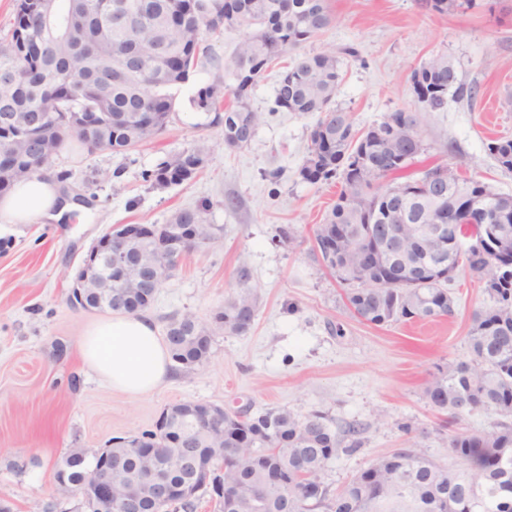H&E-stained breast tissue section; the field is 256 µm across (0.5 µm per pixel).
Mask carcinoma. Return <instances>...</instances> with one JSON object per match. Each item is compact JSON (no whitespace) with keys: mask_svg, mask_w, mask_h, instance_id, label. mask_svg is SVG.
<instances>
[{"mask_svg":"<svg viewBox=\"0 0 512 512\" xmlns=\"http://www.w3.org/2000/svg\"><path fill=\"white\" fill-rule=\"evenodd\" d=\"M136 13L147 8L145 19L134 29L112 23L115 5ZM36 5L17 0L11 38L0 42V68L37 71L40 77L57 81L52 96H39L27 82L5 90L0 87V112L14 117L15 147L36 133L28 121L36 112L44 113L46 126L61 129L83 112H97L95 125L76 135L92 150L123 154L150 141L170 122L173 99L169 89L187 81L200 63L203 32L223 33L214 16L234 11L239 16L236 30L242 32L232 57L224 62L220 84H211L193 99L197 109L214 113L211 124L224 132L228 148H241L253 138L261 114L237 96L239 79L245 74L259 80L275 56L299 50L303 44L328 29L334 22L327 0H58V8L81 22L79 39L51 40L37 23ZM112 67V81L104 82L102 58ZM340 81L338 60L332 52L302 53L283 72L275 88V109L301 114L320 113L310 141L317 147L319 162L315 172L302 166L301 176L310 183L341 178L336 203L316 225L314 239L323 226L341 228L347 235L338 261L325 267L346 285L350 312L374 326L437 319L454 315L448 305V282L428 276L415 282L374 288L350 272L360 261V249L374 224L387 223L389 193L408 189L406 224L457 222L458 202L469 196L496 197L490 204L488 223L512 226V194L495 192L482 182L459 179L438 198L421 188L420 179L406 173L415 158L424 153L423 142L403 145L394 138L418 116L397 111L378 126L386 136L377 138L355 128L347 112L332 107ZM413 81L432 91L418 102L424 112L444 108L448 95H473L458 78L454 64L446 56H434L413 72ZM234 95V103L221 106L224 96ZM488 151L498 165L512 171V139H495ZM357 153L363 166L352 169L349 155ZM207 150L202 144L160 162L143 174L157 188L178 186L197 177L205 168ZM35 173L29 162L10 159L0 163V196L18 181ZM394 177L398 182L379 191L374 183ZM184 224L198 225L201 245L217 240L206 218V208L175 211L165 227L177 232ZM448 270L469 271L484 282L487 302L470 314L468 343L470 360L450 363L427 380L423 396L433 410L458 423L479 410H493L512 417V240L487 265L477 268L458 251H447ZM112 290L125 294L116 312L137 314L151 302L136 291L134 279L122 280L112 268ZM257 297L242 288L224 301L214 316L215 327L202 324L189 313L176 314L166 326V341L175 368L194 369L208 356L194 344L197 336L213 335L214 329L247 334L257 316ZM194 403L178 407L174 425L188 434L190 442L202 444L206 437L191 425ZM242 427L257 433L252 442H243L237 424L224 429V451L212 453L198 464L208 486L219 481L236 490L241 512H512V424L502 422L490 434L456 430L448 446L457 468L435 463L416 448H400L380 457L357 473L343 488L332 491L322 481L329 464L341 454H351L361 446L359 430L350 426L338 432L320 411L299 415L286 407L267 409L257 415H242ZM162 434L151 431L128 438L125 447L113 456L115 484L123 488L137 481L144 471L157 469L166 482L179 486L193 476L192 462L172 458ZM96 454L73 450L61 463L68 465L74 482L96 461ZM282 471L288 482V496L267 486V476ZM195 499L147 503V512L181 509L194 512Z\"/></svg>","mask_w":512,"mask_h":512,"instance_id":"1","label":"carcinoma"}]
</instances>
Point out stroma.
I'll use <instances>...</instances> for the list:
<instances>
[{"label": "stroma", "instance_id": "35a3bbf8", "mask_svg": "<svg viewBox=\"0 0 512 512\" xmlns=\"http://www.w3.org/2000/svg\"><path fill=\"white\" fill-rule=\"evenodd\" d=\"M335 23L304 49L330 51L341 79L335 108L365 130L397 111L418 112L412 72L448 56L474 98H449L419 114L426 150L411 166L442 165L512 194V171L487 145L512 138V0H473L438 14L425 0H328ZM240 39L235 30L203 38V65L174 87L172 119L127 155L88 151L76 141L48 165L65 174L63 194L81 204L59 223L16 224L0 237V506L8 512H83L78 496L58 490L55 466L73 449L94 452L112 439L153 430L171 404L195 401L250 414L288 407L324 413L335 428L362 429L360 449L339 455L323 474L331 490L377 458L418 439L425 454L454 468L448 428L422 396L438 367L469 360V315L484 285L468 271L449 289L452 318L375 327L346 307L344 287L320 269L313 231L335 203L340 178L302 179L316 116L273 111L274 89L292 54L274 60L253 87L262 121L251 142L230 149L193 104L222 75ZM208 162L194 179L166 189L145 171L196 144ZM236 198L228 209L227 198ZM202 206L218 243L181 263L149 310L158 330L189 312L210 323L238 291V271L259 293L255 323L239 336L214 331L201 366L180 371L156 391L113 390L78 356L77 344L101 313L70 305L73 277L94 241L117 224H164L178 209Z\"/></svg>", "mask_w": 512, "mask_h": 512}]
</instances>
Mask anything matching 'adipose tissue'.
<instances>
[{"label":"adipose tissue","mask_w":512,"mask_h":512,"mask_svg":"<svg viewBox=\"0 0 512 512\" xmlns=\"http://www.w3.org/2000/svg\"><path fill=\"white\" fill-rule=\"evenodd\" d=\"M66 208L56 176L43 170L0 196V235L11 225L59 219ZM82 362L131 396L150 393L173 371L167 346L146 314L115 313L93 321L78 345Z\"/></svg>","instance_id":"obj_1"}]
</instances>
